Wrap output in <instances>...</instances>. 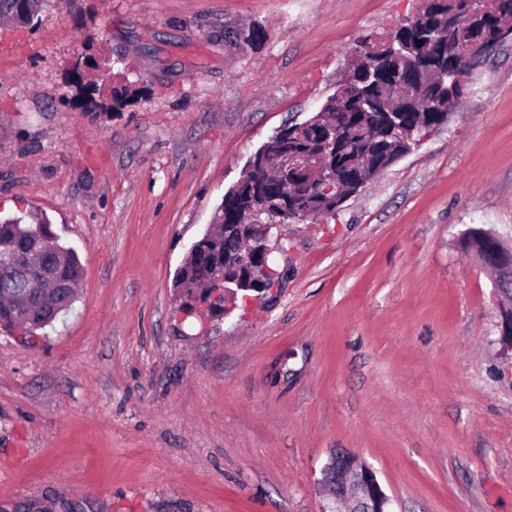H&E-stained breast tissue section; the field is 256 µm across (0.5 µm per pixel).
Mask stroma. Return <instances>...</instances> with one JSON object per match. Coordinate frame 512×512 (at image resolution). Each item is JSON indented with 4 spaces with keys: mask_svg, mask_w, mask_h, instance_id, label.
I'll list each match as a JSON object with an SVG mask.
<instances>
[{
    "mask_svg": "<svg viewBox=\"0 0 512 512\" xmlns=\"http://www.w3.org/2000/svg\"><path fill=\"white\" fill-rule=\"evenodd\" d=\"M420 6L48 0L0 27V215L42 214L81 266L70 311L0 330V512H325L339 451L391 512H512V363L461 248L471 227L512 241V39L336 217L272 230V297L212 319L174 287L251 155ZM105 55L145 87L117 112L70 79Z\"/></svg>",
    "mask_w": 512,
    "mask_h": 512,
    "instance_id": "35a3bbf8",
    "label": "stroma"
}]
</instances>
